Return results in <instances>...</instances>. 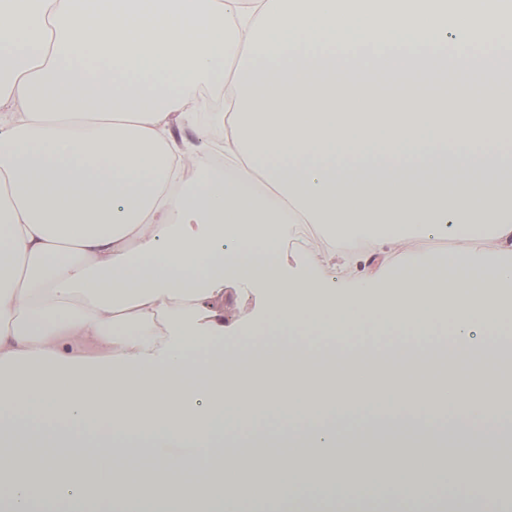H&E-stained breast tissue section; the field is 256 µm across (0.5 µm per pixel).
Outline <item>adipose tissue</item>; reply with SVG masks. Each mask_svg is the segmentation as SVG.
<instances>
[{
    "mask_svg": "<svg viewBox=\"0 0 512 512\" xmlns=\"http://www.w3.org/2000/svg\"><path fill=\"white\" fill-rule=\"evenodd\" d=\"M512 73V0H0V481L85 512L87 489L125 512H223L275 494L307 512L332 474L392 434L465 447L512 422L486 358L512 344V95L431 94L440 74ZM224 142L211 168L179 126ZM462 179L443 176L446 168ZM426 178H419V171ZM300 224L392 253L408 235L479 231L480 253L410 258L337 285ZM258 286L264 324L224 342L225 285ZM362 324L409 336L394 383L357 371L331 396L311 363L361 357L326 340ZM439 343L457 383H422ZM287 373L252 392L239 369ZM173 378L157 385L152 375ZM201 376V393L180 375ZM280 419L267 452L226 428ZM287 456H280V449Z\"/></svg>",
    "mask_w": 512,
    "mask_h": 512,
    "instance_id": "ef3b65f1",
    "label": "adipose tissue"
}]
</instances>
